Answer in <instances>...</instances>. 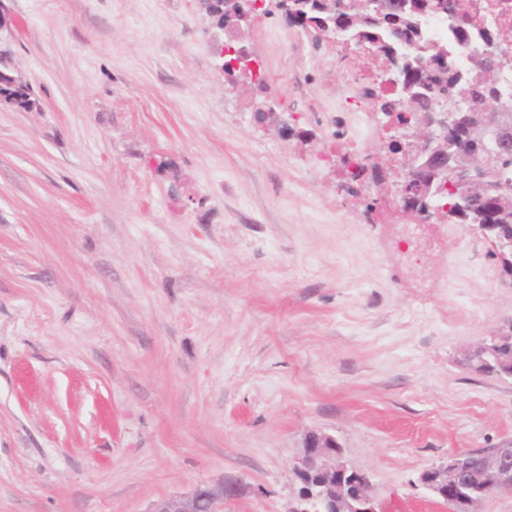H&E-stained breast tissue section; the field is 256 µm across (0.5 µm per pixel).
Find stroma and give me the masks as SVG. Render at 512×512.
Instances as JSON below:
<instances>
[{
  "label": "stroma",
  "mask_w": 512,
  "mask_h": 512,
  "mask_svg": "<svg viewBox=\"0 0 512 512\" xmlns=\"http://www.w3.org/2000/svg\"><path fill=\"white\" fill-rule=\"evenodd\" d=\"M0 14L36 102L0 101V512H152L202 482L285 512L311 431L385 512H448L420 473L512 446V378L464 363L512 278L443 218L405 261L387 185L345 191L346 47L261 16L260 123L202 0Z\"/></svg>",
  "instance_id": "1"
}]
</instances>
